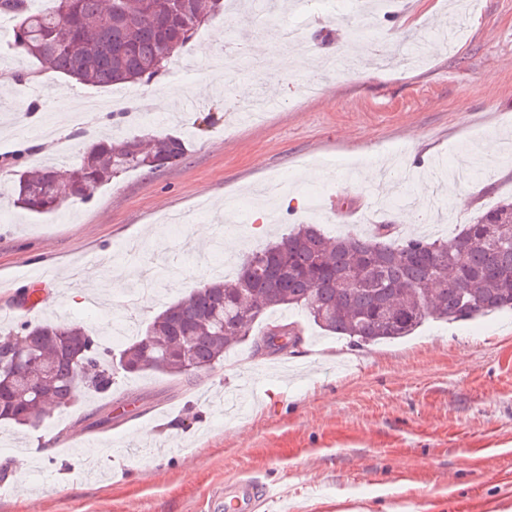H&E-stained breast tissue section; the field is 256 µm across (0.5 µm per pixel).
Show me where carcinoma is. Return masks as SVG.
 <instances>
[{
    "instance_id": "cac0c4a2",
    "label": "carcinoma",
    "mask_w": 512,
    "mask_h": 512,
    "mask_svg": "<svg viewBox=\"0 0 512 512\" xmlns=\"http://www.w3.org/2000/svg\"><path fill=\"white\" fill-rule=\"evenodd\" d=\"M221 0H57L35 11L28 0H0V16L16 20L12 49L57 74L107 87L150 80L189 42ZM185 141L168 135L89 144L65 172L15 173L17 205L52 213L130 171L177 164ZM281 306L306 310L329 333L369 345L412 335L428 318L468 321L512 310V200H503L450 239L396 238L380 229L326 236L301 225L248 254L232 277H217L167 305L120 353L99 352L96 337L77 323H20L0 333V422L39 428L50 408L63 410L83 393H106L115 371L197 377L248 341L253 354L275 355L273 330L302 340L294 325H254ZM45 358L32 384L13 378L15 358Z\"/></svg>"
}]
</instances>
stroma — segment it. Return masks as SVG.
Instances as JSON below:
<instances>
[{
	"mask_svg": "<svg viewBox=\"0 0 512 512\" xmlns=\"http://www.w3.org/2000/svg\"><path fill=\"white\" fill-rule=\"evenodd\" d=\"M406 16L400 33L395 17L372 28L358 10L309 25L306 63L273 79L246 60L213 76L207 56L228 41L260 48L271 29L244 27L230 10L212 17L194 39L195 70H165L142 87L150 107L142 121L103 128L116 138L179 135L185 158L122 175L50 214L14 206L8 155L21 150L26 168L63 171L91 135L77 133L69 101L55 95L61 76L0 44V87L12 94L11 123L0 128V283L13 286L0 290V310L15 305L30 275L48 273L54 302L38 304L35 318L80 323L116 354L114 320L132 317L143 330L163 304L211 280L207 264L218 253L240 261L307 223L335 236L368 233L373 220L396 224L401 237L444 239L512 197V0H476L472 15L459 0H410ZM354 28L392 45L395 61L323 70L321 59H343ZM16 70L34 75L41 93L11 79ZM310 78L320 95L302 96ZM243 86L278 99L263 122L231 113L224 90ZM196 96V111H180ZM46 113L64 144L36 133ZM492 141L498 149L486 153ZM380 159L398 194L411 193L413 171L425 180L444 164L464 175L441 197L375 202L366 170ZM275 177L286 183L281 221L271 225L248 198ZM218 221L223 237L193 242L192 225ZM271 316L303 329L288 352L295 386L258 379L240 413L225 415V391L277 363L246 344L197 380L117 374L110 394H86L40 429L0 426V512H210L225 485L247 478L279 485L280 502L265 512H512L511 311L430 318L412 336L375 345L326 334L298 307ZM107 414L111 423L100 424ZM67 428L88 442L85 454L53 464L30 455Z\"/></svg>",
	"mask_w": 512,
	"mask_h": 512,
	"instance_id": "stroma-1",
	"label": "stroma"
}]
</instances>
